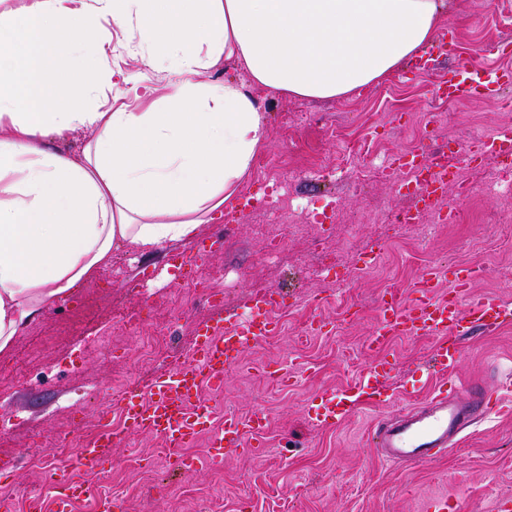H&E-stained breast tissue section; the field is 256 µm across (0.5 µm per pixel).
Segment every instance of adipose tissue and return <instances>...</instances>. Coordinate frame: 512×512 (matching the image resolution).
<instances>
[{"label":"adipose tissue","instance_id":"adipose-tissue-1","mask_svg":"<svg viewBox=\"0 0 512 512\" xmlns=\"http://www.w3.org/2000/svg\"><path fill=\"white\" fill-rule=\"evenodd\" d=\"M447 0H18L0 12V352L131 246L149 254L222 215L267 137L250 89L339 99L434 38ZM132 30L173 91L144 110L79 104L105 75L103 24ZM84 48L64 70L68 46ZM234 64L239 80H203ZM93 136L57 150L67 131Z\"/></svg>","mask_w":512,"mask_h":512}]
</instances>
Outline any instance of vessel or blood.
I'll list each match as a JSON object with an SVG mask.
<instances>
[{
	"mask_svg": "<svg viewBox=\"0 0 512 512\" xmlns=\"http://www.w3.org/2000/svg\"><path fill=\"white\" fill-rule=\"evenodd\" d=\"M512 84V70L475 67L463 74L443 76L436 84L439 96L465 99L473 96L494 98ZM492 156L501 164L512 165V126L505 125L490 135L478 138L462 149L463 164L474 167L483 158ZM408 169L428 175L427 190L421 198L423 210L438 222H446L453 209L444 193L448 180L447 154L420 149L397 156L393 172ZM481 272L479 266L456 269L454 287L447 300H439L435 290L440 285L437 267L424 270L420 298L407 303L382 300L380 316L371 344L385 348L396 336L428 335L435 337L432 366L443 379L434 394L397 413L377 419L372 446L386 462L429 463L447 454L458 445L464 432L494 412V393L483 384L462 383L448 374L465 354L464 340L478 331L495 332L512 322V303L484 295L471 296L467 286ZM280 305L277 294L251 298L243 312L204 323L198 330L196 344L189 356H182L170 371L152 380L147 386H128L115 404L124 419L123 430L145 431L163 439L167 459L181 470H195L203 464H218L239 448L247 446L262 433L267 418L255 414L242 418L234 414L217 419L215 407L201 396L203 388L223 386L225 374L238 368L242 354L255 348L275 332L273 311ZM387 370L373 367L360 380L357 390L376 403L387 395L380 379L388 378ZM350 395L328 394L313 406L308 417L311 424L324 426L352 413ZM123 431L105 429L96 442L77 449L73 472H58L52 481L60 495L58 512H67L73 499L92 494L86 482L89 474L102 473L112 463V449ZM206 436L203 459L185 458L181 450L199 436Z\"/></svg>",
	"mask_w": 512,
	"mask_h": 512,
	"instance_id": "obj_1",
	"label": "vessel or blood"
}]
</instances>
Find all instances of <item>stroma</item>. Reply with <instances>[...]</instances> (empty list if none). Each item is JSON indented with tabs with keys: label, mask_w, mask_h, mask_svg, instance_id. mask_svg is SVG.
<instances>
[{
	"label": "stroma",
	"mask_w": 512,
	"mask_h": 512,
	"mask_svg": "<svg viewBox=\"0 0 512 512\" xmlns=\"http://www.w3.org/2000/svg\"><path fill=\"white\" fill-rule=\"evenodd\" d=\"M453 28L454 56L433 62L425 74L397 68L382 82L351 97L315 100L278 95L264 88L252 93L269 117L267 140L252 170L225 214L201 225L192 239L164 245L151 255L128 248L111 266L89 279L75 295L49 306L0 352V365L24 358L30 379L24 386L0 379V457L15 462L14 473L0 475V499L12 512H25L19 486L39 488L40 448L34 439L54 441L71 421L88 427L117 422L110 399L120 380L144 385L167 372L169 364L146 354V338L161 330L177 354H189L200 325L219 315L242 312L262 288L282 290L286 310L278 332L247 352L239 368L224 377L217 414L247 417L264 412L268 426L255 448H242L221 465L185 473L161 466L137 470L133 457L155 458L157 436L128 434L113 451L106 474L122 493L125 512H195L218 500L222 512H431L434 497L445 495L455 512H495L496 501L512 498V388L496 396L497 412L476 425L460 446L431 464H386L369 447L367 428L380 413L394 412L424 398L439 382L427 362L431 336L395 337L382 353L368 348L378 319L380 294L392 290L402 299L417 295L421 268L439 266L445 285L457 266L483 265L487 274L469 287L472 295L512 300V195L490 193L500 162L489 158L478 167L449 166L470 184L464 202L467 224H438L431 214L414 224H387V214L414 207V195L395 191L378 177L389 155L415 150L423 143L447 147L466 144L504 124H512V87L502 97L447 102L433 83L442 74L473 64L512 70V0H453L442 19ZM360 169L363 185L352 183ZM284 180L292 207L322 211L335 202L344 217L326 230L339 251L334 269L316 273L307 263L304 236L285 235L286 261L266 260L259 227H286L281 204L272 194ZM232 214L236 223L226 224ZM222 249L211 246L223 233ZM382 253L373 267L363 260L373 245ZM194 263L176 272L174 259ZM237 279L221 304H191L190 288L199 279L223 283ZM150 305V326L126 325L124 313ZM320 317L334 330L304 338L307 320ZM394 366L384 387L389 402H360L349 417L316 427L308 420L312 401L322 394L352 389L379 359ZM287 365L288 380L270 388L269 371ZM512 372V324L492 336H477L466 347L454 376L466 383H491Z\"/></svg>",
	"instance_id": "obj_1"
}]
</instances>
